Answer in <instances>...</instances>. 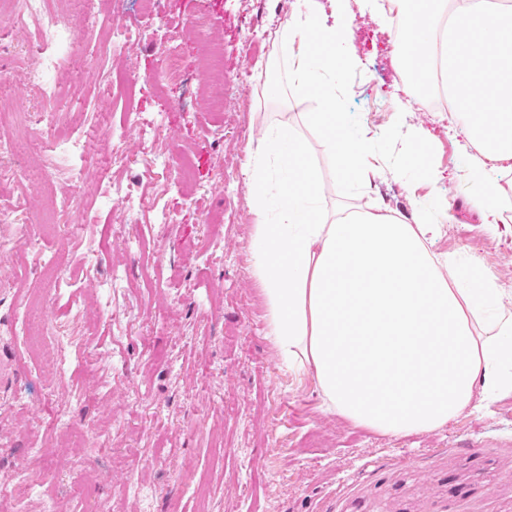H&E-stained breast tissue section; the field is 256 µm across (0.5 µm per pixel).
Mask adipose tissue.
Returning a JSON list of instances; mask_svg holds the SVG:
<instances>
[{"instance_id": "obj_1", "label": "adipose tissue", "mask_w": 512, "mask_h": 512, "mask_svg": "<svg viewBox=\"0 0 512 512\" xmlns=\"http://www.w3.org/2000/svg\"><path fill=\"white\" fill-rule=\"evenodd\" d=\"M273 153L286 170L274 197ZM244 174L267 334L313 375L324 411L402 436L446 425L476 395L512 394V312L480 257L433 252L439 229L426 222L372 210L327 221L317 170L288 130L248 149Z\"/></svg>"}]
</instances>
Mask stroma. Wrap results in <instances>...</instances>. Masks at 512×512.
<instances>
[{"label": "stroma", "mask_w": 512, "mask_h": 512, "mask_svg": "<svg viewBox=\"0 0 512 512\" xmlns=\"http://www.w3.org/2000/svg\"><path fill=\"white\" fill-rule=\"evenodd\" d=\"M83 37L58 44L39 96L29 57L37 31L0 15V108L42 112L54 106L56 130L79 138L88 194L80 211H57L66 179L46 184L49 153L18 126L0 139L19 145L0 178V203L16 205L15 223H0L9 288L0 291V320L26 321L32 301L49 292L40 312L48 333L31 350L26 335L0 340V512H512V396L489 412L465 409L447 425L391 437L321 409L311 376L289 372L266 334L265 307L249 253L255 217L243 175L249 144L285 127L317 164L328 211L350 204L379 207L410 224L435 221V247L481 255L512 302V223L488 225L467 187L470 143L438 112L416 107L378 0H166L163 18L141 0H56ZM207 9L223 41L225 109L203 100L209 76L193 21ZM139 20L127 68L99 64L91 10ZM317 12L325 28L341 25L359 70L349 101L367 139L395 120L434 147L430 180L396 175L377 155L362 191L339 192L325 144L306 117L310 101L273 100L266 82L284 49L288 21ZM179 42L188 84L158 86L153 76L171 42ZM169 115L157 137L129 132L130 164L114 162L105 130L124 127L126 111ZM162 148L184 152L195 182L169 189L174 173L152 165ZM130 189L175 213L129 223L113 192ZM52 210L42 264L25 260L20 226L37 230ZM67 268L49 290L47 273ZM112 307V320L101 318ZM68 337L58 347V337ZM68 407L72 427L54 426ZM43 449L39 480L25 497L2 484Z\"/></svg>", "instance_id": "obj_1"}]
</instances>
